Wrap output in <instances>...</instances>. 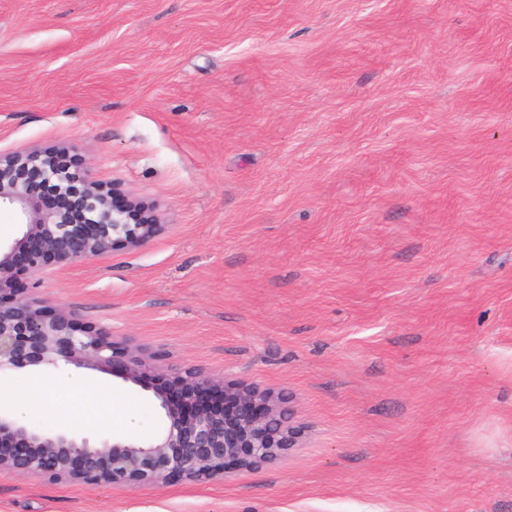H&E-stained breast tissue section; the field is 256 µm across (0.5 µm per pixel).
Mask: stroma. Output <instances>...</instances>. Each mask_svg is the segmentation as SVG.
<instances>
[{"label": "stroma", "instance_id": "1", "mask_svg": "<svg viewBox=\"0 0 512 512\" xmlns=\"http://www.w3.org/2000/svg\"><path fill=\"white\" fill-rule=\"evenodd\" d=\"M67 148L143 246L27 282L293 397L298 447L0 512H512V0H0V153ZM122 391L113 435L163 424Z\"/></svg>", "mask_w": 512, "mask_h": 512}]
</instances>
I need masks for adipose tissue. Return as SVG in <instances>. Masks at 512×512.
Here are the masks:
<instances>
[{"mask_svg":"<svg viewBox=\"0 0 512 512\" xmlns=\"http://www.w3.org/2000/svg\"><path fill=\"white\" fill-rule=\"evenodd\" d=\"M55 402L59 425L111 426L125 400L120 392L105 389L88 378L45 382L35 379L23 398L12 399L17 416L37 413L46 403Z\"/></svg>","mask_w":512,"mask_h":512,"instance_id":"ef3b65f1","label":"adipose tissue"}]
</instances>
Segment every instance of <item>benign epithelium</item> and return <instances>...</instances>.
Wrapping results in <instances>:
<instances>
[{
  "label": "benign epithelium",
  "mask_w": 512,
  "mask_h": 512,
  "mask_svg": "<svg viewBox=\"0 0 512 512\" xmlns=\"http://www.w3.org/2000/svg\"><path fill=\"white\" fill-rule=\"evenodd\" d=\"M65 157L64 151L0 154V210L9 211L22 228L11 244L0 247V376L28 366L106 368L147 391L142 375L153 371L181 379L194 394L220 387L236 400L237 409L226 417L200 401L180 414L168 393L154 389V403L165 416L157 433L147 440L128 435L93 445L86 437L19 421L10 404L1 403L0 470L139 488L168 480H210L230 469L273 462L298 447L296 410L288 392L173 368L128 338L116 341L97 327L78 325L69 308L48 311L19 288L3 297L19 261L34 277L54 262L80 264L108 254L118 242L140 247L157 231L143 205L114 203L87 171L72 179L62 164ZM74 213L78 224L70 222Z\"/></svg>",
  "instance_id": "benign-epithelium-1"
}]
</instances>
